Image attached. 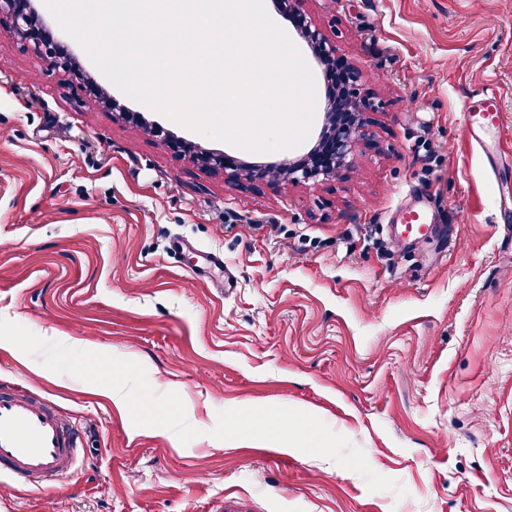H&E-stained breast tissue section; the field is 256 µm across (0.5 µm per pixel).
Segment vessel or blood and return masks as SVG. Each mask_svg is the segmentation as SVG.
Listing matches in <instances>:
<instances>
[{"instance_id":"vessel-or-blood-1","label":"vessel or blood","mask_w":512,"mask_h":512,"mask_svg":"<svg viewBox=\"0 0 512 512\" xmlns=\"http://www.w3.org/2000/svg\"><path fill=\"white\" fill-rule=\"evenodd\" d=\"M465 125L484 152L505 154L512 132L503 127L498 94L491 87L476 92L464 114ZM401 232L430 230L425 212L401 213ZM77 437L72 426L47 401L26 389L0 390V470L24 483H38L67 475L75 460Z\"/></svg>"}]
</instances>
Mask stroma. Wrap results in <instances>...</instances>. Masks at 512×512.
Returning <instances> with one entry per match:
<instances>
[{
    "mask_svg": "<svg viewBox=\"0 0 512 512\" xmlns=\"http://www.w3.org/2000/svg\"><path fill=\"white\" fill-rule=\"evenodd\" d=\"M265 5L318 91L306 142L267 154L0 19V386L79 434L63 482L0 476V512H512V160L485 171L463 119L490 83L512 131V0H303L381 107L338 176L237 185L193 148L298 160L325 122L323 66ZM413 205L435 225L416 245L392 228ZM92 385L97 387L95 392L112 401L114 407L118 410L126 411L130 403V391L126 386H112V384L100 385L98 383H93Z\"/></svg>",
    "mask_w": 512,
    "mask_h": 512,
    "instance_id": "stroma-1",
    "label": "stroma"
}]
</instances>
